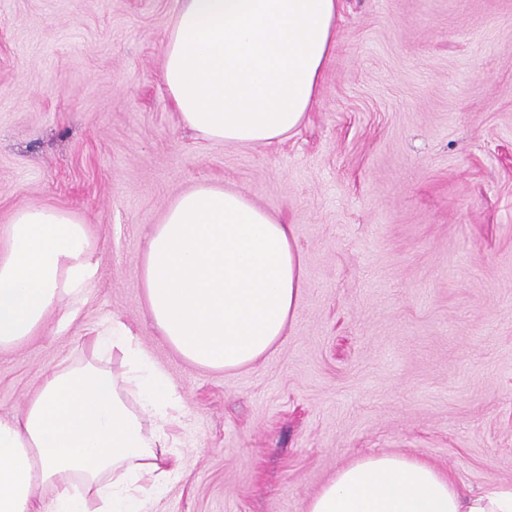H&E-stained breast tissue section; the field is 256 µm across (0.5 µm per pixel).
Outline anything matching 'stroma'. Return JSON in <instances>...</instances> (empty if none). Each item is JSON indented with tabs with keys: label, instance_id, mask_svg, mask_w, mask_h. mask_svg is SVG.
<instances>
[{
	"label": "stroma",
	"instance_id": "stroma-1",
	"mask_svg": "<svg viewBox=\"0 0 512 512\" xmlns=\"http://www.w3.org/2000/svg\"><path fill=\"white\" fill-rule=\"evenodd\" d=\"M181 0H0V244L71 211L96 270L62 327L0 351V418L123 322L186 410L154 512H305L371 452L478 490L512 481V0H341L336 49L280 144L184 127L162 80ZM201 183L289 225L304 288L281 340L224 372L152 327L150 225Z\"/></svg>",
	"mask_w": 512,
	"mask_h": 512
}]
</instances>
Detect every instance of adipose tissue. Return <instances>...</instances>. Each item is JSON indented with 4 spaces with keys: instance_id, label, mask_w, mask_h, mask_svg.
Returning a JSON list of instances; mask_svg holds the SVG:
<instances>
[{
    "instance_id": "1",
    "label": "adipose tissue",
    "mask_w": 512,
    "mask_h": 512,
    "mask_svg": "<svg viewBox=\"0 0 512 512\" xmlns=\"http://www.w3.org/2000/svg\"><path fill=\"white\" fill-rule=\"evenodd\" d=\"M340 0H182L164 82L184 125L227 143L287 139L336 48ZM0 250V349L64 313L95 271L69 211L18 208ZM303 259L287 225L244 193L201 184L152 225L141 261L153 327L208 369L252 366L294 317ZM167 375L120 321L44 374L20 416L0 419V512H153L181 467ZM305 512H512V482L475 492L419 460L373 453L337 470Z\"/></svg>"
}]
</instances>
